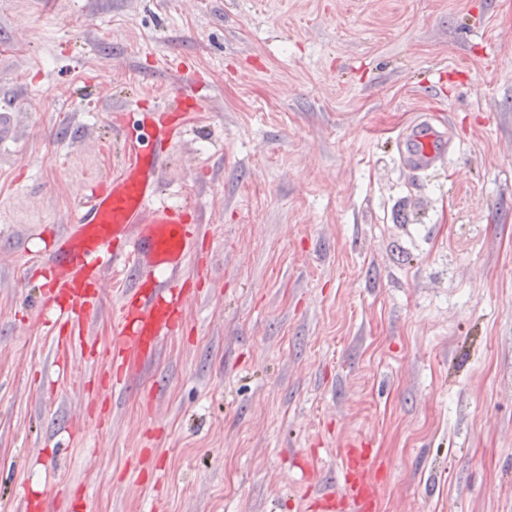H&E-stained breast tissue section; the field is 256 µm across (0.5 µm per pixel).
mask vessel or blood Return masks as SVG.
I'll return each mask as SVG.
<instances>
[{"mask_svg":"<svg viewBox=\"0 0 512 512\" xmlns=\"http://www.w3.org/2000/svg\"><path fill=\"white\" fill-rule=\"evenodd\" d=\"M200 102L177 103L179 126L166 113L154 118L145 140L122 144L118 174L83 184L81 210L41 253L47 273L37 317L46 324L56 367L68 368L73 355L104 368L85 390L123 387L131 371L151 358L160 343L179 331L196 298L179 274L195 249L197 235L186 207L162 202L159 172L176 129H188ZM448 152L444 125L417 120L400 138V155L413 171L438 166ZM130 260L147 271L145 281L128 288L120 304L112 338L97 345L90 327L101 305L107 268ZM337 491L317 494L313 512H379L382 482L373 475L377 459L365 442L351 441L337 450Z\"/></svg>","mask_w":512,"mask_h":512,"instance_id":"vessel-or-blood-1","label":"vessel or blood"}]
</instances>
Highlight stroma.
<instances>
[{
	"label": "stroma",
	"mask_w": 512,
	"mask_h": 512,
	"mask_svg": "<svg viewBox=\"0 0 512 512\" xmlns=\"http://www.w3.org/2000/svg\"><path fill=\"white\" fill-rule=\"evenodd\" d=\"M176 83L204 102L161 178L199 296L101 390L104 435L94 367L58 377L33 323V254ZM4 112L0 512L71 486L86 512H308L356 437L380 512H512V0H0ZM422 116L450 148L415 173ZM130 279L104 276L99 344ZM447 152L446 127L427 118L417 120L400 138L401 159L413 171H425L438 166Z\"/></svg>",
	"instance_id": "1"
}]
</instances>
